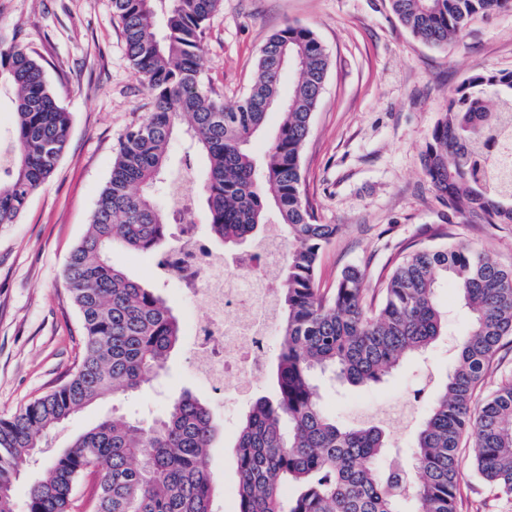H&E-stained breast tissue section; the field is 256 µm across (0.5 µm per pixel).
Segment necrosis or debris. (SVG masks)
Listing matches in <instances>:
<instances>
[{
  "label": "necrosis or debris",
  "mask_w": 512,
  "mask_h": 512,
  "mask_svg": "<svg viewBox=\"0 0 512 512\" xmlns=\"http://www.w3.org/2000/svg\"><path fill=\"white\" fill-rule=\"evenodd\" d=\"M193 172L173 182L170 198L180 226L174 247L154 265L174 277L183 295L204 297L207 315L193 325V353L203 383L221 393L232 376L265 371L268 330L275 319L277 286L264 277L280 260L276 247L263 254L245 252L226 258L213 253L187 215L195 197Z\"/></svg>",
  "instance_id": "1"
}]
</instances>
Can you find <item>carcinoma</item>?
Segmentation results:
<instances>
[{
    "label": "carcinoma",
    "instance_id": "cac0c4a2",
    "mask_svg": "<svg viewBox=\"0 0 512 512\" xmlns=\"http://www.w3.org/2000/svg\"><path fill=\"white\" fill-rule=\"evenodd\" d=\"M222 0H112L132 69L151 93L146 118L119 139L112 172L91 223L70 252L65 279L83 329L70 379L0 417V512H16L19 464L48 433L82 408L139 390L164 370L181 339L178 318L157 289L112 264L120 246L159 254L176 242L171 213L158 203L170 145L188 135L206 158L196 195L203 223L223 249H261L267 224L285 242L278 293L279 354L274 390L254 400L236 437L235 512H456L459 448L472 440L481 482L512 495V381L479 405L474 393L503 340L512 336V268L474 248L428 246L402 258L373 304L356 267L327 292L317 288L324 246L335 224L319 222L302 188L301 152L321 95L329 55L314 32L287 24L261 47L256 78L233 106L205 85L199 60L208 19ZM418 39L441 46L477 14L511 11L512 0H389ZM298 74L282 95L288 69ZM17 116L0 173V224H13L43 187L66 148L70 115L36 54L0 38V93ZM434 124L423 171L464 224H511L512 190L493 177L491 145L512 119V72L472 75ZM281 114L265 153L252 139L269 112ZM451 279L471 315L441 390L418 426L413 464L386 471L385 428L343 424L318 400L315 378L330 373L352 385H376L444 332L436 301ZM217 433L209 405L185 391L143 425L117 409L54 456L30 479L26 512H70L77 482L96 476L95 512H214L217 481L208 455ZM285 484L293 496L281 495Z\"/></svg>",
    "mask_w": 512,
    "mask_h": 512
}]
</instances>
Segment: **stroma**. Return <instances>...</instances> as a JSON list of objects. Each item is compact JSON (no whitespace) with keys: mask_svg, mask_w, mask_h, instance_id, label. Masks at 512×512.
I'll return each instance as SVG.
<instances>
[{"mask_svg":"<svg viewBox=\"0 0 512 512\" xmlns=\"http://www.w3.org/2000/svg\"><path fill=\"white\" fill-rule=\"evenodd\" d=\"M310 28L330 57L324 89L301 166L303 189L320 223L338 225L321 253L320 288L335 287L343 270L359 268L379 292L395 261L422 246L476 248L512 267L511 224H461L440 203L422 167L427 134L461 84L480 71H512V11L478 16L461 37L434 47L413 36L388 0H223L207 23L200 68L225 105L250 89L261 46L285 24ZM0 37L17 38L38 54L61 105L71 114L67 149L50 180L16 223L0 225V416L63 384L81 352L79 316L63 278L67 257L85 234L112 170L124 131L150 110V94L133 73L112 0H0ZM114 265L159 288L178 319L200 317L203 299L178 302L174 283L151 256L114 248ZM438 302L448 334L421 356L404 360L379 384L355 387L332 375L316 380L320 404L337 421L389 420L395 403H413L410 418L389 421L396 453L406 466L428 401L413 394L443 382L454 345L470 328L452 282ZM270 376L241 381L220 399L198 379L188 344H180L166 372L121 410L149 422L189 391L204 399L220 428L208 457L218 491L217 512H234L238 483L234 444L241 418ZM103 399L71 416L44 443L50 459L76 436L111 415ZM458 512H512V496L485 486L461 451Z\"/></svg>","mask_w":512,"mask_h":512,"instance_id":"obj_1","label":"stroma"}]
</instances>
